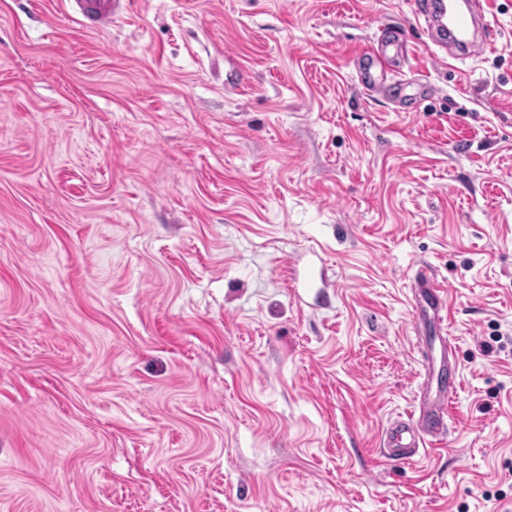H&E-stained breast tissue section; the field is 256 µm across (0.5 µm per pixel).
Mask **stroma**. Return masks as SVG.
<instances>
[{
	"label": "stroma",
	"mask_w": 512,
	"mask_h": 512,
	"mask_svg": "<svg viewBox=\"0 0 512 512\" xmlns=\"http://www.w3.org/2000/svg\"><path fill=\"white\" fill-rule=\"evenodd\" d=\"M122 2L0 0V512H512V0L457 70L406 0ZM423 262L462 388L397 466ZM83 16L94 18L92 29L103 30L112 25V0H76ZM403 43V39L386 34L381 41L362 49L354 62L357 80L365 91L391 97L409 111L429 95L430 87L418 80L404 79V74L400 76L397 64L404 56Z\"/></svg>",
	"instance_id": "1"
}]
</instances>
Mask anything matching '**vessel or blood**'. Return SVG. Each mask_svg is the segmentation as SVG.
Segmentation results:
<instances>
[{
    "label": "vessel or blood",
    "mask_w": 512,
    "mask_h": 512,
    "mask_svg": "<svg viewBox=\"0 0 512 512\" xmlns=\"http://www.w3.org/2000/svg\"><path fill=\"white\" fill-rule=\"evenodd\" d=\"M76 3L82 15L93 17L94 29L111 26L112 0H76ZM413 12L424 19V43L441 67L475 58L480 49L492 44L489 34L493 20L487 0H415ZM403 48L402 39L388 35L362 49L354 62L357 80L365 91L391 97L408 111L429 95L430 87L401 76L398 63L404 55ZM416 288L420 309L431 313L439 331H446L448 294L428 265L418 269ZM460 388L457 368L449 366L435 395L426 397L407 418L396 419L386 428L382 445L388 458L405 463L421 449L438 446Z\"/></svg>",
    "instance_id": "obj_1"
}]
</instances>
